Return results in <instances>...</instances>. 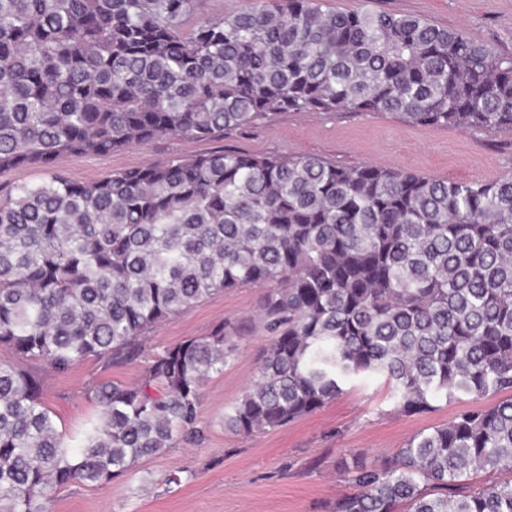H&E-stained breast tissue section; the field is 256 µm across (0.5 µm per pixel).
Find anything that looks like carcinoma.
I'll use <instances>...</instances> for the list:
<instances>
[{"mask_svg":"<svg viewBox=\"0 0 512 512\" xmlns=\"http://www.w3.org/2000/svg\"><path fill=\"white\" fill-rule=\"evenodd\" d=\"M0 0V512L109 484L201 435L202 387L234 356L222 323L155 353L133 385L98 380L73 445L41 400V361L137 360L141 338L211 295L264 289L271 336L224 411L252 435L310 415L371 374L396 410L491 400L393 455L336 461L356 491L326 512H512V175L438 180L315 156L229 150L73 181L71 155L215 138L282 112H384L512 133V55L458 29L322 0ZM478 472L507 474L480 484Z\"/></svg>","mask_w":512,"mask_h":512,"instance_id":"cac0c4a2","label":"carcinoma"}]
</instances>
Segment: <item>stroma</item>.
Instances as JSON below:
<instances>
[{"mask_svg":"<svg viewBox=\"0 0 512 512\" xmlns=\"http://www.w3.org/2000/svg\"><path fill=\"white\" fill-rule=\"evenodd\" d=\"M327 10L360 9L416 15L512 54V0H323ZM257 155H309L353 167L370 163L448 181L485 183L512 173V133L488 134L456 127H419L371 112H283L274 122L223 137L156 141L100 157L66 155L58 168L90 181L126 168L164 163L220 149ZM260 288L212 295L154 327L134 362L108 367L88 359L65 372L34 362L41 397L59 427L77 430L94 413L89 382L136 383L159 348L209 335L220 323H244L237 351L223 374L202 389L201 441L176 439L141 459L126 476L99 487L70 485L56 491L52 512H325L328 501L352 492L336 469L346 450L372 457L393 454L416 433L447 423L474 400H437L421 415L397 413L384 379L350 383L317 412L274 430L241 436L224 427V410L251 384L269 342L258 316ZM181 484L166 486L171 474Z\"/></svg>","mask_w":512,"mask_h":512,"instance_id":"stroma-1","label":"stroma"}]
</instances>
